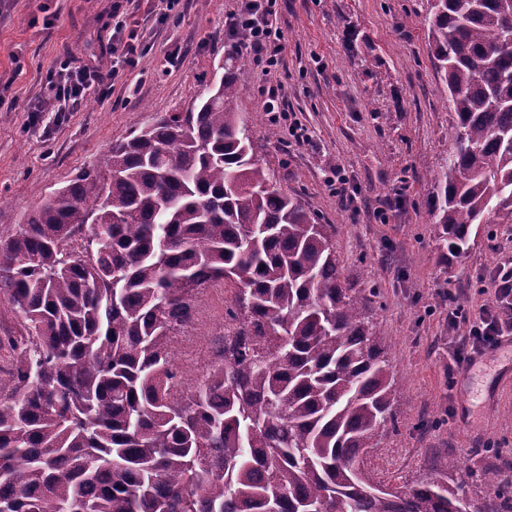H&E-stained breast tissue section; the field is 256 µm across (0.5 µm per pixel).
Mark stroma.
<instances>
[{"instance_id":"1","label":"stroma","mask_w":512,"mask_h":512,"mask_svg":"<svg viewBox=\"0 0 512 512\" xmlns=\"http://www.w3.org/2000/svg\"><path fill=\"white\" fill-rule=\"evenodd\" d=\"M240 0H0V229L22 223L43 198L103 161L112 143L167 112H184L222 75L230 44L224 19ZM138 20L167 13L153 49L127 67L114 90H91L67 112H41L43 79L60 62L79 67L112 51V8ZM432 0H280L285 49L263 76L247 62L238 85L241 118L271 177L298 195L333 242L346 284L375 288L370 317L389 341L387 359L401 384L387 432L371 460L381 480L415 483L447 457L478 471L498 468L512 481V344L455 366L460 331L448 309L478 313L491 300L490 276L512 260V224H482L465 253L438 242L433 175L457 129L432 54L425 18ZM180 45L182 57L167 64ZM280 83L286 118L272 123L261 88ZM301 123L311 139H288ZM278 138H271L270 128ZM343 175L353 204L330 186ZM223 287L199 295L204 312L177 337L175 361L202 375L215 359L224 320Z\"/></svg>"}]
</instances>
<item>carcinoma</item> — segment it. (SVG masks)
Here are the masks:
<instances>
[{
  "instance_id": "carcinoma-1",
  "label": "carcinoma",
  "mask_w": 512,
  "mask_h": 512,
  "mask_svg": "<svg viewBox=\"0 0 512 512\" xmlns=\"http://www.w3.org/2000/svg\"><path fill=\"white\" fill-rule=\"evenodd\" d=\"M462 138L434 175L438 241L512 224V0L425 19ZM244 54L188 112L112 145L15 230L0 302L23 320L0 376V512H512V483L454 459L377 489L361 455L396 428L397 383L332 241L255 156ZM235 284L208 372L174 364L196 295ZM480 482L493 491L473 503Z\"/></svg>"
}]
</instances>
